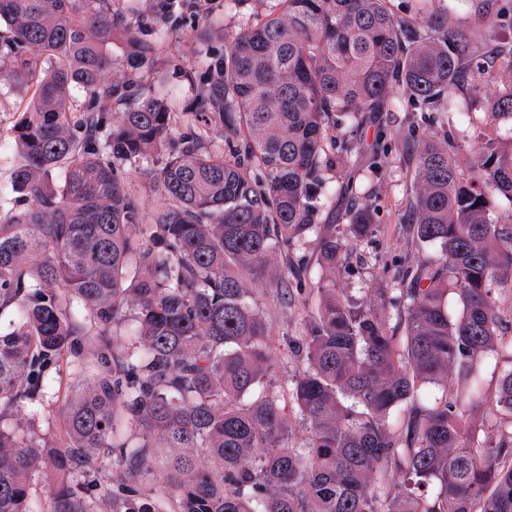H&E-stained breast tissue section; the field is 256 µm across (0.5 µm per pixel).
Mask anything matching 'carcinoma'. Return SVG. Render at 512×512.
Instances as JSON below:
<instances>
[{
  "label": "carcinoma",
  "mask_w": 512,
  "mask_h": 512,
  "mask_svg": "<svg viewBox=\"0 0 512 512\" xmlns=\"http://www.w3.org/2000/svg\"><path fill=\"white\" fill-rule=\"evenodd\" d=\"M119 0H0V87L28 97L11 127L0 216V512H512V356L497 294L512 288V79L487 101L462 170L422 134L407 224L439 252L359 303L336 271L375 230L366 196L322 235L326 276L281 263L313 229L336 155V115L382 112L396 87L448 123V100L495 80L483 47L454 32L446 0L400 20L388 0H275L205 72L172 142L158 42ZM232 137L212 151L209 122ZM160 207L143 215L125 165ZM315 298L275 332L258 294ZM459 312L451 317L448 298ZM399 315L391 324V311ZM137 331L112 341L126 320ZM77 366L61 403L49 369ZM301 365L277 386L286 359ZM505 362L497 391L485 370ZM509 415L496 432L482 408ZM305 435L292 441L287 410ZM62 418L47 439L40 418ZM154 486L139 482L158 456ZM56 474L52 470H42L34 479V500L39 503L40 510L49 508L50 498L57 483Z\"/></svg>",
  "instance_id": "cac0c4a2"
}]
</instances>
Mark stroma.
I'll return each instance as SVG.
<instances>
[{
  "instance_id": "obj_1",
  "label": "stroma",
  "mask_w": 512,
  "mask_h": 512,
  "mask_svg": "<svg viewBox=\"0 0 512 512\" xmlns=\"http://www.w3.org/2000/svg\"><path fill=\"white\" fill-rule=\"evenodd\" d=\"M143 14L160 16V24L147 30L148 37L161 42L167 60L164 80L167 88L181 104L190 103L203 92L199 77L210 63L225 53L232 36L245 24L267 10V0H214L210 18L219 22L213 36L199 42L194 29L201 19L194 0H174L172 8L162 6V0H142ZM404 90H396L393 109L383 113H368L357 132L363 150L342 154L336 167L325 172L330 184L345 181L366 184L372 191L377 207V226L371 237L354 253L348 268L337 274L336 286L346 297L356 300L370 288L395 287L399 275L414 268L431 254L408 243L402 224L411 194L407 176L408 158L401 148L411 125H419L421 132L440 139L445 131L456 137L455 157L460 165H467L476 149L471 139L472 126L478 125L482 114L473 111L465 93H457L448 109V124L421 122L417 111L405 104ZM383 141L392 151L383 160L380 178L371 179L372 161L369 145Z\"/></svg>"
}]
</instances>
